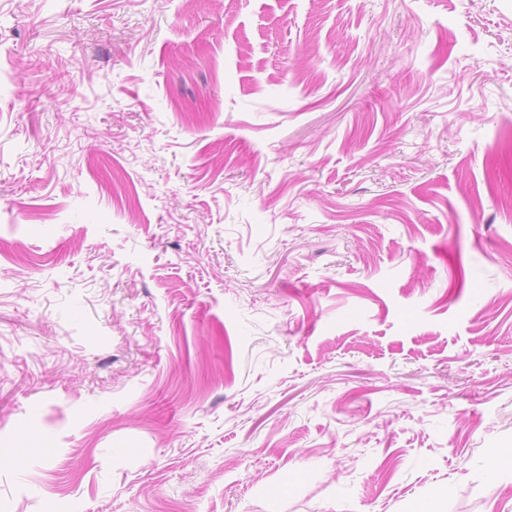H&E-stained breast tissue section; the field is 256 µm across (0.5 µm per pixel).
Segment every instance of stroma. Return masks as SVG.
Listing matches in <instances>:
<instances>
[{"mask_svg":"<svg viewBox=\"0 0 512 512\" xmlns=\"http://www.w3.org/2000/svg\"><path fill=\"white\" fill-rule=\"evenodd\" d=\"M0 512H512V0H0Z\"/></svg>","mask_w":512,"mask_h":512,"instance_id":"stroma-1","label":"stroma"}]
</instances>
